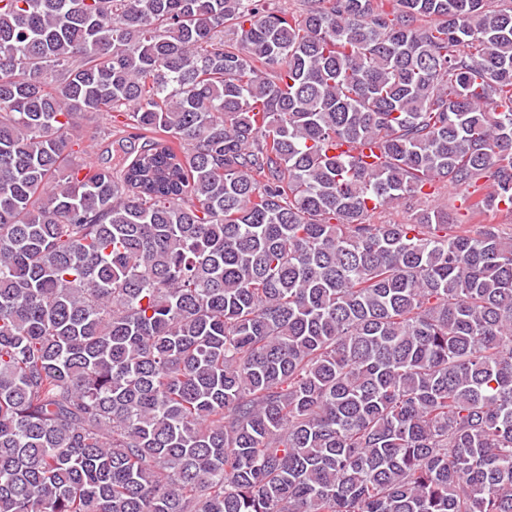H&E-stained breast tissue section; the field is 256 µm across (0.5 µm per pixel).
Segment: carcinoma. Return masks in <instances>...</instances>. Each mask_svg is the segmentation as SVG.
I'll return each instance as SVG.
<instances>
[{
	"instance_id": "obj_1",
	"label": "carcinoma",
	"mask_w": 512,
	"mask_h": 512,
	"mask_svg": "<svg viewBox=\"0 0 512 512\" xmlns=\"http://www.w3.org/2000/svg\"><path fill=\"white\" fill-rule=\"evenodd\" d=\"M305 2L0 0V512H512V3ZM111 125L113 131L114 127H119L121 124L113 123L110 117L106 115L99 116L94 121L85 123L82 128L80 146L83 150H86V152L84 151L83 154L78 156L89 159L99 147L98 144L101 138L99 132L103 131L106 127L109 128ZM467 195V192L461 188L448 186V191L443 190L439 197L437 203L447 205L448 215L454 224H467L466 227L472 234H477L482 224H509V221L496 211H489L481 217L473 218L468 210Z\"/></svg>"
}]
</instances>
